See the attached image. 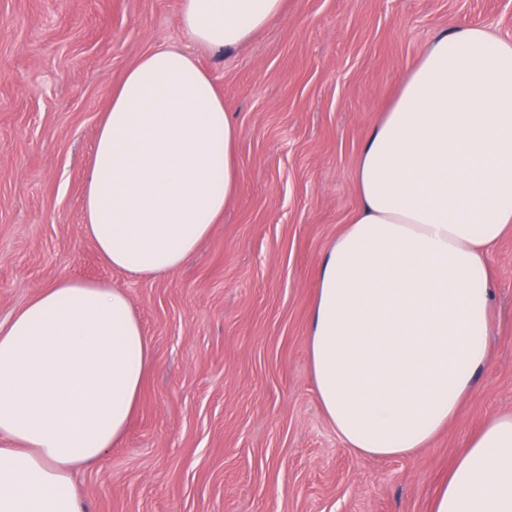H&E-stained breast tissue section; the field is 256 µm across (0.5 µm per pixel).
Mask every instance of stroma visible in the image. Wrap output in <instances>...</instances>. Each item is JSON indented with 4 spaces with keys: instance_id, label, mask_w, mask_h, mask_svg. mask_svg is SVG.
<instances>
[{
    "instance_id": "stroma-1",
    "label": "stroma",
    "mask_w": 512,
    "mask_h": 512,
    "mask_svg": "<svg viewBox=\"0 0 512 512\" xmlns=\"http://www.w3.org/2000/svg\"><path fill=\"white\" fill-rule=\"evenodd\" d=\"M181 0H0V323L61 277L125 289L152 365L122 442L80 468L85 512H429L468 438L512 414V230L493 263L490 360L458 415L398 458L346 448L308 358L314 283L359 205L364 137L425 46L512 0H284L243 45L211 52ZM178 44L240 130L242 186L198 253L163 277L105 266L82 198L113 87Z\"/></svg>"
}]
</instances>
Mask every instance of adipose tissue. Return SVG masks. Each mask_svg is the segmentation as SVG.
<instances>
[{
  "instance_id": "obj_1",
  "label": "adipose tissue",
  "mask_w": 512,
  "mask_h": 512,
  "mask_svg": "<svg viewBox=\"0 0 512 512\" xmlns=\"http://www.w3.org/2000/svg\"><path fill=\"white\" fill-rule=\"evenodd\" d=\"M284 0H181L193 42L237 47ZM239 130L209 74L160 45L99 123L84 228L110 267L164 276L196 254L241 186ZM360 208L320 265L308 352L346 448L405 456L457 415L489 359L495 249L512 229V40L435 37L365 136ZM151 365L127 293L60 278L0 325V512H82L74 468L119 443ZM430 512H512V415L473 435Z\"/></svg>"
}]
</instances>
